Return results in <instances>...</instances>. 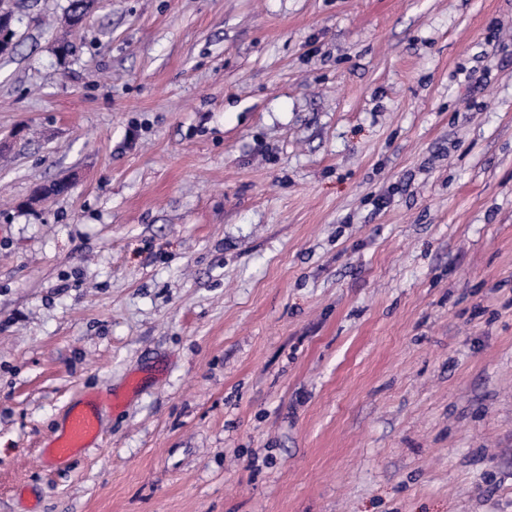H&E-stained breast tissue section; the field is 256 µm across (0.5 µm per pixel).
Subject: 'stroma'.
<instances>
[{
	"label": "stroma",
	"instance_id": "1",
	"mask_svg": "<svg viewBox=\"0 0 512 512\" xmlns=\"http://www.w3.org/2000/svg\"><path fill=\"white\" fill-rule=\"evenodd\" d=\"M66 7L0 55V512H512V0ZM102 433V420L91 406L72 409L60 435L45 448L44 455L51 463H64L76 452L91 448Z\"/></svg>",
	"mask_w": 512,
	"mask_h": 512
}]
</instances>
